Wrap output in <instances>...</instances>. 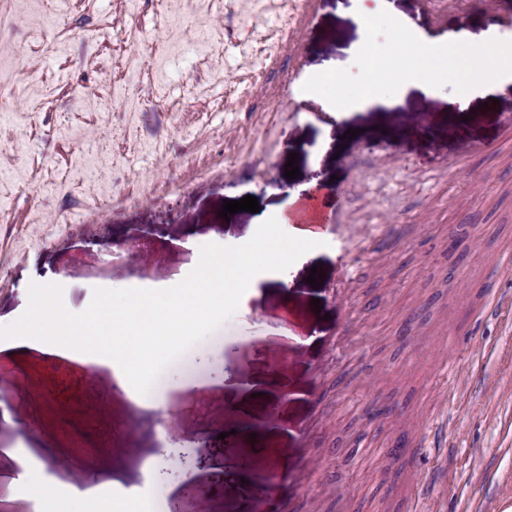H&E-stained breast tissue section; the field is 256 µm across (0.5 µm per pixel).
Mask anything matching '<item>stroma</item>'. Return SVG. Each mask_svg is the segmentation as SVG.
Masks as SVG:
<instances>
[{
    "label": "stroma",
    "instance_id": "1",
    "mask_svg": "<svg viewBox=\"0 0 512 512\" xmlns=\"http://www.w3.org/2000/svg\"><path fill=\"white\" fill-rule=\"evenodd\" d=\"M52 2L60 15L36 49L32 0H0V84L49 92L44 108L23 97L0 117V326L24 313L33 282L61 285L74 310L97 288L180 283L192 270L188 240L237 246L255 233L254 213L221 217L226 201L254 196L281 222L317 182L343 212L357 274H345L324 227L285 280L191 347V369L160 375L158 408L109 366L0 341V367L17 371L0 378V512H45L46 497L18 480L27 466L59 499L90 487L104 497L119 482L128 512L512 506V279L498 282L510 307L485 317L484 282L462 275L512 254V141L501 138L512 83L492 95L450 83L395 110L351 102L336 114L323 106L335 83L319 80L303 102L295 81L327 65L361 80L339 0H309L295 35L265 56L252 53L251 32L274 15L222 16L187 0L200 24L236 31L211 71L195 69L199 45L177 21L157 24L149 2L124 18L157 41L148 66L99 31L116 0ZM395 5L432 39L460 22L482 32L493 9L512 15V0ZM252 69L265 85L247 92L238 81ZM117 80L124 96L97 112ZM156 81L177 103L148 102ZM187 82L198 94L183 101ZM273 107L274 122H262ZM375 224L394 225L397 244L371 242ZM316 265L326 279L313 286ZM260 372L288 387L243 412L230 383ZM374 400L390 411L370 422ZM389 448L404 454L391 461Z\"/></svg>",
    "mask_w": 512,
    "mask_h": 512
}]
</instances>
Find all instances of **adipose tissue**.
Segmentation results:
<instances>
[{
    "mask_svg": "<svg viewBox=\"0 0 512 512\" xmlns=\"http://www.w3.org/2000/svg\"><path fill=\"white\" fill-rule=\"evenodd\" d=\"M346 12L358 33L353 49L363 55L371 44L376 13L387 14L393 24L401 22L391 0H357ZM452 55L458 58L453 66L448 63ZM400 71L407 75L400 94L381 96L363 90L359 93L360 102L395 108L402 104L404 92L416 90L427 95L442 84L456 82L494 91L501 83L512 79V33L477 34L459 24L441 43L421 41L418 54L379 53L376 67L368 70L367 75L381 82Z\"/></svg>",
    "mask_w": 512,
    "mask_h": 512,
    "instance_id": "ef3b65f1",
    "label": "adipose tissue"
}]
</instances>
